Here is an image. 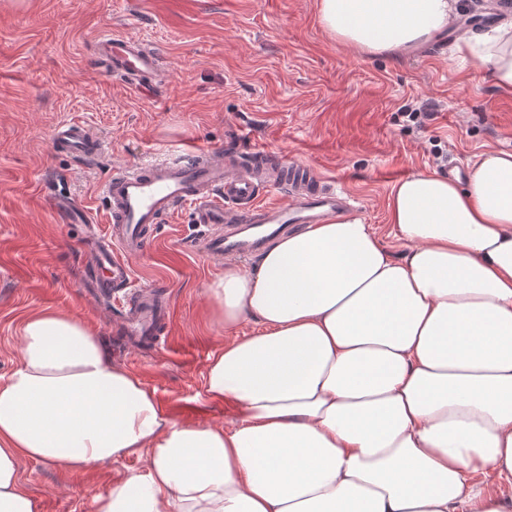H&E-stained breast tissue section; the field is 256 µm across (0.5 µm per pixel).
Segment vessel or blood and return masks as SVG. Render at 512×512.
<instances>
[{"label":"vessel or blood","instance_id":"vessel-or-blood-1","mask_svg":"<svg viewBox=\"0 0 512 512\" xmlns=\"http://www.w3.org/2000/svg\"><path fill=\"white\" fill-rule=\"evenodd\" d=\"M94 55L101 72L137 91H157L164 80L156 52L128 35H98ZM51 146L54 152L88 163L102 155L106 142L88 125L70 121L54 128ZM251 156L252 166H241L230 148L220 145L194 151L189 160H148L114 171L100 185L107 205L104 231L74 198L54 195L50 204L87 224L90 238L97 242L93 285L110 291L131 283L128 257L143 253L156 238L157 224L179 207H191L199 227L190 242L192 251L221 260L258 253L293 225L323 223L354 203L352 195L341 197L326 187L306 164L284 161L261 148L253 149ZM270 168L288 175L289 193L279 203L261 199L263 175ZM119 316L127 335L159 342L169 333L168 313L155 293L131 299Z\"/></svg>","mask_w":512,"mask_h":512}]
</instances>
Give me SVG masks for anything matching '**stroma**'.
<instances>
[{"label":"stroma","mask_w":512,"mask_h":512,"mask_svg":"<svg viewBox=\"0 0 512 512\" xmlns=\"http://www.w3.org/2000/svg\"><path fill=\"white\" fill-rule=\"evenodd\" d=\"M319 0H0V377L21 359L20 323L51 311L75 318L112 363L140 378L168 415L183 424L219 426L223 405L203 401L214 353L227 332L207 289L224 264L192 252L191 207L159 224L154 243L130 257L133 289L166 293L167 344L123 351L109 309L84 288L91 252L84 227L64 222L48 195L61 190L105 210L99 187L112 167L172 160L242 135L309 165L357 199L356 217L373 225L394 255L404 247L387 222L392 186L416 172L445 175L487 150L512 152V94L457 58L464 32L491 23L477 0L455 28L396 60L362 53L323 27ZM131 34L153 48L168 74L141 95L102 76L91 56L95 36ZM431 107L425 127L408 112ZM66 121L93 126L108 154L92 164L54 153L49 136ZM129 456L81 471L27 458L18 472L39 512H96L95 498L125 473L143 470Z\"/></svg>","instance_id":"stroma-1"}]
</instances>
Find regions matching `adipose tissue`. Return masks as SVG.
Masks as SVG:
<instances>
[{"mask_svg": "<svg viewBox=\"0 0 512 512\" xmlns=\"http://www.w3.org/2000/svg\"><path fill=\"white\" fill-rule=\"evenodd\" d=\"M460 0H319L336 40L398 59L452 24ZM457 55L512 93V20ZM405 246L337 216L234 262L209 293L225 343L207 368L224 426L178 424L76 319H24L0 381V512H39L19 459L81 470L147 459L97 512H512V152L466 185L418 172L387 198ZM494 475L489 489L482 477Z\"/></svg>", "mask_w": 512, "mask_h": 512, "instance_id": "obj_1", "label": "adipose tissue"}]
</instances>
